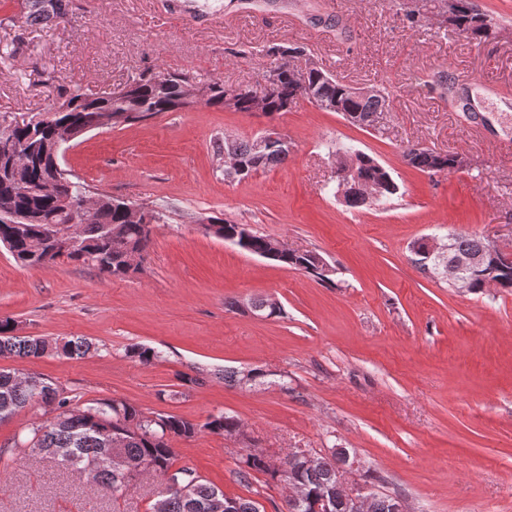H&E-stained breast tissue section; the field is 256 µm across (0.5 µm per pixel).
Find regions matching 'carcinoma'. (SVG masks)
<instances>
[{
    "label": "carcinoma",
    "instance_id": "obj_1",
    "mask_svg": "<svg viewBox=\"0 0 512 512\" xmlns=\"http://www.w3.org/2000/svg\"><path fill=\"white\" fill-rule=\"evenodd\" d=\"M413 0H399L398 7L409 27L417 30L437 27L439 32H452L478 43L497 38L499 25L481 12L474 0H457L454 16L438 21L415 14L410 8ZM30 22L49 23L68 17L69 0H27ZM298 47H271L269 56L278 57L274 71L278 81L267 95V113L286 112L298 99H305L325 112L356 114L359 124L372 123V117L386 110L389 92L376 88L372 95H362L317 64H311L305 73L296 76L289 68L287 57L299 54ZM190 78L188 73L169 72L163 69L143 71L133 76L120 92L106 96H91L72 85L58 95L52 105L41 114H15L4 128L23 150L30 152L27 165L14 169L0 163V244L13 258L25 267L45 265L46 260L65 258L78 265L95 268L104 278L123 279L130 276L129 257L134 253L147 254L152 238L144 233L143 225L132 221L126 210L112 205V196L101 193L103 203L95 214L78 223L79 246L71 251L62 250L59 242L50 235V225L65 224L69 215L61 212L58 198L40 194L34 187L44 179L47 164L44 163L43 146L60 129L83 126L96 112H110L124 117V123L153 118L164 112H181L191 105L185 98L184 87ZM208 107L225 109L224 83L207 84ZM219 151L233 154L242 165L239 179L284 163L288 151L279 140L270 139L263 149H256V142L224 140ZM336 156V175L333 193H342L343 202L352 209L367 203L365 190L376 192L375 201L382 203L398 193L399 187L389 171L371 156L343 144L332 147ZM403 158L409 165L426 173L451 174L459 170L458 156L437 154L411 143L404 147ZM88 191L68 174L60 186L59 194L77 198ZM25 213L32 221L23 227L9 223L8 214ZM206 234L217 239H232L239 249L259 256L271 251L269 259L296 270L304 271L321 281L333 282L336 268L316 250L302 252L287 248L271 250L274 238L253 231L246 224H231L220 217H211ZM452 253L474 256L482 253L486 242L472 235L457 234L451 237ZM429 237L414 240L409 250L415 266L426 271L435 266L446 267L447 257L426 259ZM496 287L512 289V261L497 256L493 258ZM14 325L8 319H0V358H40L47 352L59 351L67 358H81L91 350V344L81 338L70 339L57 346L47 336H15ZM13 372L0 369V420L13 417L32 403L48 400L56 404L53 420L31 427L27 434L17 436L14 446L19 448L28 440L38 438L37 445L44 453L53 456L58 463L64 457L57 449L66 448L78 464L95 461L102 449L112 448L126 460V467L116 472L106 464H98L88 473L92 488L118 498L140 477L144 471L153 473L160 480V488L148 512H213L211 505L228 495L205 482L189 467L173 469L171 441L176 438H192L202 428L225 436L243 435L241 422L224 413L212 415L202 425L172 414L146 413L140 407L114 399H97L83 407L71 406V399L59 393L53 383L39 378L40 386H27L12 379ZM264 373L250 370H224V382L230 385H255ZM345 462V449L330 448L327 454H317L312 466L305 468L300 462L283 457L281 479L293 480L301 488V497L284 499L280 512H315L319 500L336 496V473ZM176 471L181 486L166 483L170 471ZM262 473L270 480L278 478L266 466L263 454L246 445L242 448L238 481L249 483L252 474Z\"/></svg>",
    "mask_w": 512,
    "mask_h": 512
}]
</instances>
